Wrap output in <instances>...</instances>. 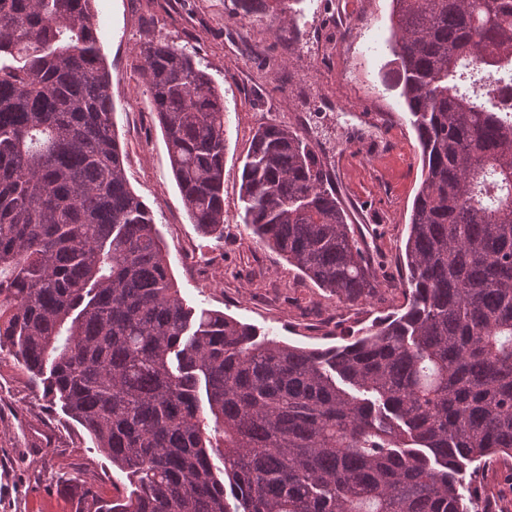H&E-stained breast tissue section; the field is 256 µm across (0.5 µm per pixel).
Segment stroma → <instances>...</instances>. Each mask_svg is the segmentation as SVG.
I'll use <instances>...</instances> for the list:
<instances>
[{"label": "stroma", "instance_id": "1", "mask_svg": "<svg viewBox=\"0 0 512 512\" xmlns=\"http://www.w3.org/2000/svg\"><path fill=\"white\" fill-rule=\"evenodd\" d=\"M93 7L126 178L153 213L184 303L321 349L396 312L405 301L401 263L422 162L391 73L392 0H298L282 28L268 18L238 20L232 0H93ZM148 39L195 55L224 96L223 239L199 232L184 207L141 75L137 48ZM270 120L315 147L356 235L382 263L370 303L330 297L246 230L242 166L254 130ZM388 134L394 147L384 145ZM511 471L495 462L480 471L478 502L506 505ZM85 484L108 499L129 488L85 430L44 398L42 384L0 353V512H79L75 491Z\"/></svg>", "mask_w": 512, "mask_h": 512}]
</instances>
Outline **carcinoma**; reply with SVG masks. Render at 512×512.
<instances>
[{"label":"carcinoma","mask_w":512,"mask_h":512,"mask_svg":"<svg viewBox=\"0 0 512 512\" xmlns=\"http://www.w3.org/2000/svg\"><path fill=\"white\" fill-rule=\"evenodd\" d=\"M91 2L0 0V351L126 473L85 512H470L467 467L512 459V107L475 92L512 74V0H392L422 160L406 305L325 349L184 305L126 179ZM293 2L233 0L278 20ZM138 55L184 206L221 237L224 96L172 44ZM241 200L318 287L374 296L380 267L297 131L257 128Z\"/></svg>","instance_id":"carcinoma-1"}]
</instances>
